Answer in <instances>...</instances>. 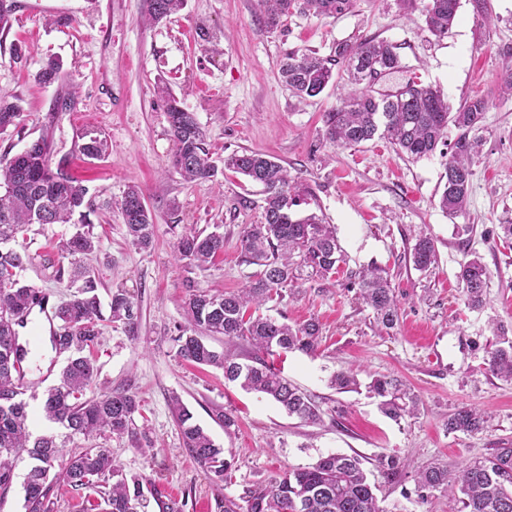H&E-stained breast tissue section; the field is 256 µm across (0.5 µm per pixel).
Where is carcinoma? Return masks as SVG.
Instances as JSON below:
<instances>
[{
  "label": "carcinoma",
  "mask_w": 512,
  "mask_h": 512,
  "mask_svg": "<svg viewBox=\"0 0 512 512\" xmlns=\"http://www.w3.org/2000/svg\"><path fill=\"white\" fill-rule=\"evenodd\" d=\"M352 0H258L260 21L267 32L278 29L292 12L337 17L347 12ZM185 0H142L141 18L158 23L182 10ZM459 0H426L423 6L428 30L438 38L448 34L457 16ZM347 74L351 89L341 95L339 104L323 114V138L333 146H355L384 139L407 157L418 160L434 154L446 143L448 126L456 136L448 144L446 181L438 204L449 216L466 210L471 192L472 164L479 156L487 100L473 97L457 110H451L440 91L413 79L406 90L377 97L373 84L385 75L404 68L393 43L365 38L358 43L336 45L335 59L317 53L294 51L280 65V75L298 97H315L335 79L333 66ZM63 62L51 57L35 75L47 86L60 79ZM166 100L169 132L174 144L173 166L187 182L208 180L217 173L214 161L204 148L205 134L194 113L185 109L167 88H160ZM20 116L18 105L0 96V131L15 125ZM106 150V140L86 135L80 152L87 159H98ZM53 142L47 135L31 142L21 155L0 159V492L13 484L14 462L21 453L35 461L23 484L25 512H52L54 463L65 442L54 435L31 438L28 428V403L22 398L23 385L16 364L23 357L18 343L16 316L31 309L39 291L20 281L32 257L19 244L18 234L33 224H74L76 231L59 242L61 253L75 257L92 251L94 234L89 215L91 205L87 188L71 175L57 176L51 168ZM224 168L247 177L263 187L262 221L249 225L241 239L244 261L258 266L246 284L234 291L216 294L195 289L184 302L187 325L176 338L179 356L197 365L224 370V378L236 382L245 391L262 393L278 403L290 417L306 423L321 419V409L300 388L289 383L271 367L265 356L283 352H317L321 325L315 318L290 325L278 318L259 313L261 306L274 297H282L285 288L298 290L306 283L326 280L338 273L346 256L335 226L316 214L299 217L293 207L299 205L300 187L288 176V170L260 151L232 153L224 157ZM120 204L137 209L123 217L127 235L140 247L151 245L153 216L141 189L130 186ZM224 252V235L217 231L191 230L174 243V254L185 266L204 268ZM438 260L432 237L421 234L408 254L414 269L425 272ZM56 279L71 285L80 282L53 311L58 322L51 337L52 347L67 354L58 381L42 394L45 418L65 430L66 438L77 435L89 439L102 432L117 437L132 430L140 401L135 393L115 390L98 397L86 396L97 368L93 350L101 337L98 284L86 268L71 265L56 270ZM359 299L373 311L377 325L386 330L398 322V305L386 271L375 263L355 274ZM458 279L464 304L479 310L486 303L489 273L482 257L472 252L460 263ZM110 321L134 330L137 313L134 302L123 290L112 294ZM494 343L487 351L486 370L512 380V336L500 326L493 331ZM223 336L247 342L250 353L245 361L229 353L218 352L206 339ZM338 390L357 387L356 374L338 371L331 378ZM369 392L381 398L380 410L396 421L415 417L420 400L396 378L377 376L368 385ZM170 406L181 432L184 447L201 465L224 481L231 463L224 449L194 420L181 397L170 396ZM487 416L480 410L461 406L448 416V432L477 435L487 429ZM63 479L76 490H91L99 496L86 500V512H138L145 506L153 482L143 474L127 475L105 448H85L68 459ZM416 489L421 502L428 497L421 491L441 490L460 494L462 512H512V448L501 447L484 457L469 460L459 474L448 466L430 464L416 473ZM220 512H384L378 505L368 481L362 459L357 455L331 453L315 464L286 472L273 480L260 494L241 506L226 498L217 502Z\"/></svg>",
  "instance_id": "1"
}]
</instances>
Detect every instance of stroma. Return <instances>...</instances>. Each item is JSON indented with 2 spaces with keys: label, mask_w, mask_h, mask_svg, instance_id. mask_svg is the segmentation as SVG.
Instances as JSON below:
<instances>
[{
  "label": "stroma",
  "mask_w": 512,
  "mask_h": 512,
  "mask_svg": "<svg viewBox=\"0 0 512 512\" xmlns=\"http://www.w3.org/2000/svg\"><path fill=\"white\" fill-rule=\"evenodd\" d=\"M14 3L11 26L0 31V91L21 112L18 125L0 133V157L49 136L54 158L67 159L88 188L96 248L82 264L95 274L106 319L94 351L98 373L87 394L127 389L141 404L132 435L74 438L68 451L109 449L124 473L149 475L161 497L177 492L182 512H217L224 497L242 502L328 453L363 458L385 512H460L455 498L437 491L419 503L414 474L432 462L455 470L512 445V381L484 365L492 324L512 328V243L498 236L499 224L512 218V97L499 89L502 72L512 70V0H460L455 23L441 39L426 28L424 0H352L343 15L294 13L272 32L259 25L258 0H186L181 11L155 25L141 23V0H109L105 8L100 0ZM200 22L217 34L223 55L200 46ZM369 37L397 45L406 67L376 83V92L415 76L440 90L451 107L476 96L487 100L465 213L451 218L438 206L445 147L413 161L383 139L329 145L321 136L322 114L347 90L346 74L304 101L280 76L291 51L330 57L337 43ZM50 57L62 60L63 73L59 83L45 86L35 75ZM162 86L194 112L213 161L250 150L275 157L305 188L296 214L314 212L336 227L346 265L302 294L262 308L291 324L315 317L323 327L316 355L295 351L274 359L289 382L319 403L317 423L300 422L265 395L228 382L221 370L188 364L177 354L187 282L229 292L254 273L243 260L241 238L248 225L261 222L264 194L229 170L192 183L174 171ZM85 132L105 137L101 159L79 155ZM130 185L142 190L153 215L154 239L146 249L131 243L118 208ZM465 224L472 233H461ZM192 228L224 234L223 254L202 270L186 269L173 256L177 237ZM72 231L69 224L34 225L24 234L32 260L21 277L54 305L68 294L55 271L70 262L57 244ZM422 231L434 238L439 254L438 264L424 273L407 259ZM470 250L490 272L487 303L479 311L465 307L457 279ZM372 262L388 270L399 304L398 324L388 331L376 327L372 310L350 286L351 273ZM119 289L135 301V331L107 319ZM35 347L38 359L26 379L45 387L56 381L66 358L52 349L48 326H41ZM341 369L356 373L357 390L331 386V375ZM382 374L411 386L421 401L417 417L397 422L380 411L367 385ZM174 394L231 460L222 484L184 447L169 406ZM463 405L488 415L485 434L446 430L448 415ZM217 409L235 416L232 431L214 420ZM143 438L152 440L154 456L135 448ZM392 455L405 466L390 480L378 461Z\"/></svg>",
  "instance_id": "stroma-1"
}]
</instances>
